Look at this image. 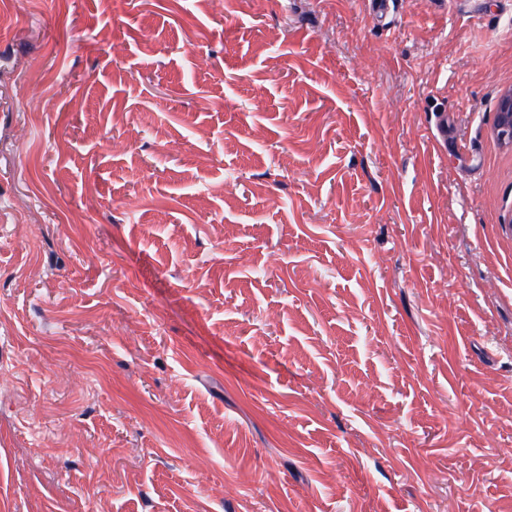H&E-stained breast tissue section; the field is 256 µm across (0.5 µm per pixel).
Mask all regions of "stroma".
Returning <instances> with one entry per match:
<instances>
[{"label": "stroma", "instance_id": "35a3bbf8", "mask_svg": "<svg viewBox=\"0 0 512 512\" xmlns=\"http://www.w3.org/2000/svg\"><path fill=\"white\" fill-rule=\"evenodd\" d=\"M0 512H512V0H8ZM511 102L512 95L509 88L504 90L499 97L496 122L488 133V138L497 147L500 154L507 160V174L510 179L512 174V146L509 143L508 129L512 119L510 115ZM497 227L499 236L512 243V196L503 195L497 207Z\"/></svg>", "mask_w": 512, "mask_h": 512}]
</instances>
